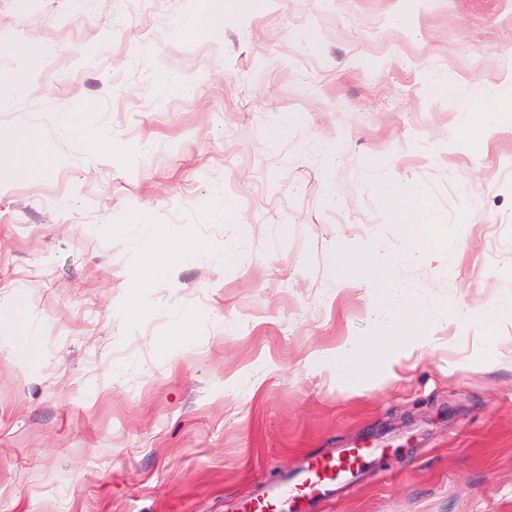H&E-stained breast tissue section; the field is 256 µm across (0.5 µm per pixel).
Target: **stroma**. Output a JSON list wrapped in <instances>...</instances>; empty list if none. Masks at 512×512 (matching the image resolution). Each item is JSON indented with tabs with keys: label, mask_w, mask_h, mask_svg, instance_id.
Returning <instances> with one entry per match:
<instances>
[{
	"label": "stroma",
	"mask_w": 512,
	"mask_h": 512,
	"mask_svg": "<svg viewBox=\"0 0 512 512\" xmlns=\"http://www.w3.org/2000/svg\"><path fill=\"white\" fill-rule=\"evenodd\" d=\"M195 8L0 0V128L59 160L0 183V512H234L354 443L384 454L313 512H512V323L475 316L512 301V123L462 130L512 97V0H227L191 38ZM369 246L422 329L351 387L324 357L374 294L329 270ZM182 241L178 236L171 235L160 244L153 247L144 257L137 268V279L141 284L150 283L151 280L161 274L166 268L169 255L176 254L182 249Z\"/></svg>",
	"instance_id": "obj_1"
}]
</instances>
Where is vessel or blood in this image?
I'll list each match as a JSON object with an SVG mask.
<instances>
[{
	"mask_svg": "<svg viewBox=\"0 0 512 512\" xmlns=\"http://www.w3.org/2000/svg\"><path fill=\"white\" fill-rule=\"evenodd\" d=\"M373 448L350 446L337 455L316 456L300 473L282 478L252 499L245 512H307L315 500L329 496L333 488L352 481L373 460Z\"/></svg>",
	"mask_w": 512,
	"mask_h": 512,
	"instance_id": "1",
	"label": "vessel or blood"
}]
</instances>
